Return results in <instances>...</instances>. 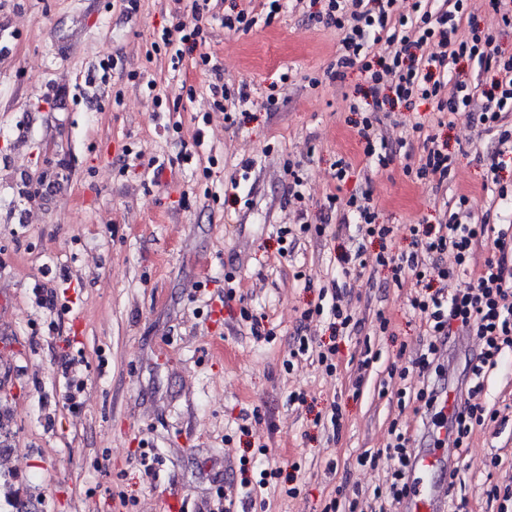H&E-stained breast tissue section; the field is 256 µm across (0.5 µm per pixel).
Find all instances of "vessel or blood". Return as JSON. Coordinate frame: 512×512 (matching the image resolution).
Returning <instances> with one entry per match:
<instances>
[{
    "label": "vessel or blood",
    "instance_id": "vessel-or-blood-1",
    "mask_svg": "<svg viewBox=\"0 0 512 512\" xmlns=\"http://www.w3.org/2000/svg\"><path fill=\"white\" fill-rule=\"evenodd\" d=\"M457 450L446 433H439L438 442L430 448L414 450V479L400 512H446L448 506L447 475L456 471Z\"/></svg>",
    "mask_w": 512,
    "mask_h": 512
}]
</instances>
